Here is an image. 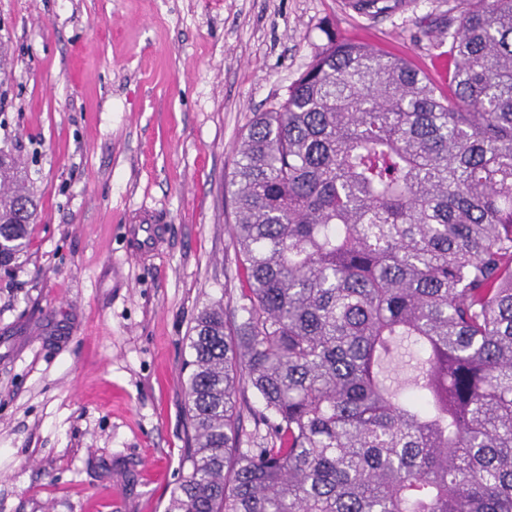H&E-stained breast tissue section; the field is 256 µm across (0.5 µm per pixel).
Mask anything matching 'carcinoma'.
Instances as JSON below:
<instances>
[{
	"instance_id": "cac0c4a2",
	"label": "carcinoma",
	"mask_w": 512,
	"mask_h": 512,
	"mask_svg": "<svg viewBox=\"0 0 512 512\" xmlns=\"http://www.w3.org/2000/svg\"><path fill=\"white\" fill-rule=\"evenodd\" d=\"M467 2L448 90L332 39L242 134L166 512H512V0ZM36 216L0 149V272Z\"/></svg>"
}]
</instances>
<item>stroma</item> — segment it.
Returning <instances> with one entry per match:
<instances>
[{"label":"stroma","mask_w":512,"mask_h":512,"mask_svg":"<svg viewBox=\"0 0 512 512\" xmlns=\"http://www.w3.org/2000/svg\"><path fill=\"white\" fill-rule=\"evenodd\" d=\"M463 0H0V147L39 201L0 274V512H165L187 468L186 337L240 288L226 186L254 113L330 36L436 87ZM164 235L130 256L124 220Z\"/></svg>","instance_id":"1"}]
</instances>
